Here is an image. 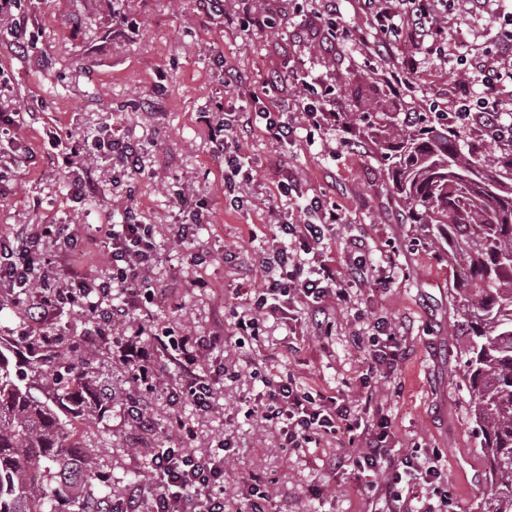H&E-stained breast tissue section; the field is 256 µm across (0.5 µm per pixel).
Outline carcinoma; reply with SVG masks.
Here are the masks:
<instances>
[{
    "label": "carcinoma",
    "instance_id": "obj_1",
    "mask_svg": "<svg viewBox=\"0 0 512 512\" xmlns=\"http://www.w3.org/2000/svg\"><path fill=\"white\" fill-rule=\"evenodd\" d=\"M384 133L379 162L407 223L426 236L434 259L456 272L449 288L471 336L464 377L479 449L489 461L490 492L480 512H512V135L499 154L481 155L449 124L425 116L364 112ZM94 353L59 359L26 338L0 344V512H92L72 508L51 492L73 482L102 485L86 464L75 471L79 447L73 421L98 424L112 412V385L97 382ZM33 373L43 392L27 381Z\"/></svg>",
    "mask_w": 512,
    "mask_h": 512
}]
</instances>
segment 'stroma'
<instances>
[{
  "label": "stroma",
  "mask_w": 512,
  "mask_h": 512,
  "mask_svg": "<svg viewBox=\"0 0 512 512\" xmlns=\"http://www.w3.org/2000/svg\"><path fill=\"white\" fill-rule=\"evenodd\" d=\"M313 7L312 0H224L223 15L207 16L196 0H21L18 16L36 41L21 55L11 48L7 24L0 23V67L13 77L22 111L37 116L21 129L24 153L0 182V236L14 224L56 220L73 222L86 234L137 204L142 221L155 227L151 276L163 295L154 309L157 321L206 338L232 331L229 309H245L261 281L257 261L271 234L264 201L277 167L287 165L303 190L324 195L340 210L341 224L327 234V256L343 260L350 240L357 239L372 265L371 282L349 285V300L331 304L328 331L316 332L304 320L270 319L259 342L208 351L213 399L206 413L181 394L139 386L119 359L121 337L107 334L86 344L94 323L80 307H68L57 318L66 332L59 354L93 351L99 375L113 389L110 417L83 429L77 451L104 476L112 499L127 494L156 449L182 444L204 453L232 436L240 449L228 467V512L254 480L271 487L272 512H369L373 496L356 486L350 468L327 465L332 457L355 454L360 440L340 434L294 451L280 447L268 431L260 414L264 382L289 375L329 396L369 400L391 423L394 453L438 452L448 512H478L489 493L463 376L465 330L448 288L452 272L432 259L387 190L377 159L379 135L339 128L315 133L310 143L280 145L255 132L244 145L257 167L243 187L249 203L235 209L224 201V158L214 153L209 128L225 113L254 109L252 95L268 77H279L277 99L293 123L301 120L308 84L327 89L326 106L341 112L455 118L454 59L431 62L413 86L392 93L382 78L391 61L365 54L349 40L330 51L315 38L289 40ZM506 7L505 0H488L481 15L462 0L448 17L450 43L484 53L492 37L489 15ZM116 8L125 12L126 24H113ZM263 8L272 11L271 29L242 30L245 13ZM228 65L246 76L245 85H225ZM109 127L142 145L145 171L132 176L118 159L99 160L100 193L75 204L67 196L66 174L47 160L49 140L70 129L94 136ZM179 189L208 209V222L188 249L174 240V226L183 218ZM193 251L205 256L203 265H192ZM228 252L235 263L225 262ZM390 263L392 283L377 287L375 277ZM378 316L396 324L406 355L394 377L373 378L366 389L365 353L353 336ZM288 342L294 352H285ZM134 400L156 421L155 430L132 425L128 404Z\"/></svg>",
  "instance_id": "35a3bbf8"
}]
</instances>
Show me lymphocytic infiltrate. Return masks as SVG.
Here are the masks:
<instances>
[{"label":"lymphocytic infiltrate","mask_w":512,"mask_h":512,"mask_svg":"<svg viewBox=\"0 0 512 512\" xmlns=\"http://www.w3.org/2000/svg\"><path fill=\"white\" fill-rule=\"evenodd\" d=\"M368 17V26L356 30L354 40L377 57L403 53L399 67L385 73L392 91L411 85L424 64L433 56L445 55L448 32L443 17L456 0H353ZM463 75L456 114L459 120L479 118L492 138L512 133L503 116L512 117V98L501 97L504 84L512 83V71H504L487 60H480L465 48L457 56ZM277 80H270L264 92L265 104L252 112H236L210 129V141L224 156V192L234 194L251 178V161L242 151V142L255 129H263L276 142L297 140L299 129L320 128L335 123V110L324 109L320 100L307 102L300 124H293L283 113L272 111ZM57 164L68 169V194L74 202L93 197L99 183L94 160L118 156L129 174L141 173L143 152L140 144L105 130L91 138L67 134L50 144ZM300 201V209L315 214V221L300 224L284 217L283 203ZM268 211L274 218L271 257L266 258L264 286L250 299L245 310L234 312V335L258 338L260 327L270 316L287 318L294 306L304 304L313 316L326 314L335 301L349 294L341 285L333 260L322 250L329 227L340 223L335 206L317 195L306 196L296 173L281 176L270 195ZM155 227L143 223L134 207H125L120 222L101 224L88 243H102L108 251L109 269L104 278L89 277L82 269L79 231L59 224H21L9 235L0 236V291L6 295L27 296L24 335L38 337L44 349H57L62 331L56 323L65 307L80 305L91 318L106 327L136 324L133 336L122 346V360L138 373L145 384H153L156 371L142 337L160 347L177 372L179 391L195 410L211 409L212 386L203 366L205 353L219 344V337L202 339L188 331L155 322L151 311L155 290L149 273L155 260ZM68 256L64 268L51 266L48 247ZM377 338L369 347V371L389 377L401 362L397 333L383 317L371 325ZM265 418L273 434L285 448H305L318 437L359 429L361 421L352 402L334 397H316L299 387L293 377L272 379L265 384ZM387 421H377L363 438V448L355 456L356 480L369 488H382L385 512H445L446 497L413 498L420 485L440 482L442 471L437 459L413 455L394 456ZM235 454L233 439H225L223 449L195 454L181 448L160 449L148 469L151 483L133 488L126 497L109 503L110 512H140L143 500H151L153 512H224V464Z\"/></svg>","instance_id":"f902f5d3"}]
</instances>
